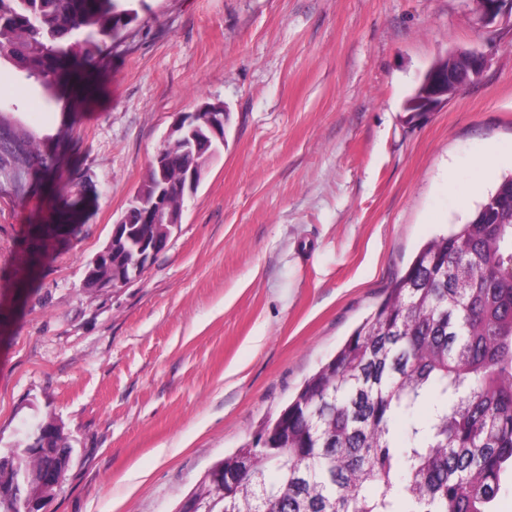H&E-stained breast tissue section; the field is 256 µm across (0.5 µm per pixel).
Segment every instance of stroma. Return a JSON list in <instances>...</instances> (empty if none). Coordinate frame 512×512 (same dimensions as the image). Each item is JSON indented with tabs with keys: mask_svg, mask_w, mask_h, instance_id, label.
<instances>
[{
	"mask_svg": "<svg viewBox=\"0 0 512 512\" xmlns=\"http://www.w3.org/2000/svg\"><path fill=\"white\" fill-rule=\"evenodd\" d=\"M54 89L0 59V454L52 418L73 462L43 512H175L383 300L420 246L512 172V16L475 0H144ZM490 57L438 111L403 105L454 49ZM220 101V156L142 277L87 262L180 113ZM483 178L476 193L473 179ZM467 206H460V198ZM38 162L41 165L48 166V157L42 152L39 144L35 141L2 139L0 141V166L5 170L7 163L12 171L17 174L23 168L31 166ZM13 166V167H11Z\"/></svg>",
	"mask_w": 512,
	"mask_h": 512,
	"instance_id": "stroma-1",
	"label": "stroma"
}]
</instances>
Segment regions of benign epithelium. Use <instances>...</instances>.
Instances as JSON below:
<instances>
[{"instance_id":"7a95c632","label":"benign epithelium","mask_w":512,"mask_h":512,"mask_svg":"<svg viewBox=\"0 0 512 512\" xmlns=\"http://www.w3.org/2000/svg\"><path fill=\"white\" fill-rule=\"evenodd\" d=\"M512 0H478L483 19L491 22L500 13L503 4ZM468 66V82L478 80L483 74L488 59L476 50L459 52ZM434 86L433 101L427 111H434L449 100L448 86L456 81L451 71L431 72ZM226 112H184L177 117L162 148L155 156L152 167L156 176L143 191L134 196L132 205L140 212V226L134 230L126 218L114 226L111 239L85 270L84 284L89 288H119L138 278L157 255V243L162 239L155 228L161 226L175 230L182 222L183 207L172 202L173 198L184 199L194 194L207 169L208 163L224 147ZM206 140L211 149L205 156L198 152V142ZM191 159L188 171L181 183L173 185L166 178L169 159L173 153ZM71 464V453L59 457L56 476L44 480L33 474L27 482L39 489L52 490L64 479Z\"/></svg>"}]
</instances>
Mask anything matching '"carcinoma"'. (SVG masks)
Segmentation results:
<instances>
[{
	"mask_svg": "<svg viewBox=\"0 0 512 512\" xmlns=\"http://www.w3.org/2000/svg\"><path fill=\"white\" fill-rule=\"evenodd\" d=\"M137 18L131 0H0V58L50 87ZM429 93L419 84L405 111ZM35 162L48 165L35 141H0L1 167ZM43 465L0 457V512H26L23 474ZM215 466L224 492L201 479L198 512H494L512 473V175L426 242L335 356Z\"/></svg>",
	"mask_w": 512,
	"mask_h": 512,
	"instance_id": "obj_1",
	"label": "carcinoma"
}]
</instances>
